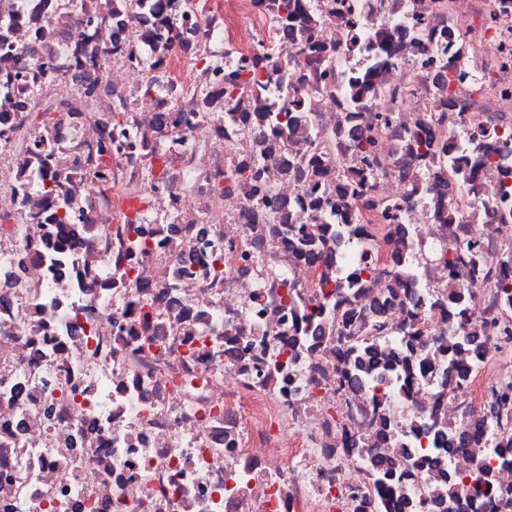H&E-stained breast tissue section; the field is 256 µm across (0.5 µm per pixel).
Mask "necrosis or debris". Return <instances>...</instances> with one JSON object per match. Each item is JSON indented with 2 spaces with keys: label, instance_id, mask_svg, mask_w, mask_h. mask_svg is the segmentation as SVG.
<instances>
[{
  "label": "necrosis or debris",
  "instance_id": "4bbe7bcc",
  "mask_svg": "<svg viewBox=\"0 0 512 512\" xmlns=\"http://www.w3.org/2000/svg\"><path fill=\"white\" fill-rule=\"evenodd\" d=\"M508 251L512 0H0V512H512ZM384 341L383 328L380 325H375L371 332L358 341L353 348L357 353L355 365L362 375L371 376L373 374L372 353L377 347L383 345Z\"/></svg>",
  "mask_w": 512,
  "mask_h": 512
}]
</instances>
